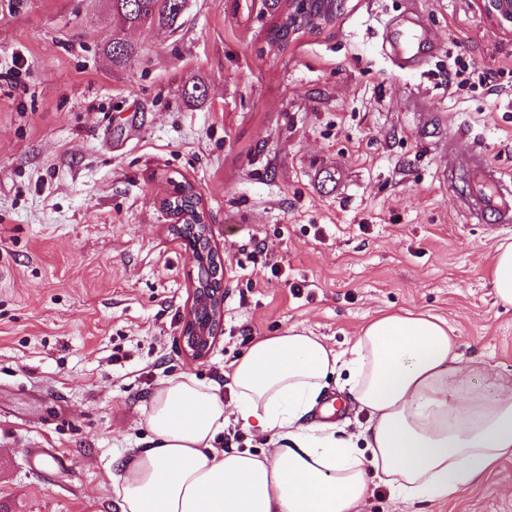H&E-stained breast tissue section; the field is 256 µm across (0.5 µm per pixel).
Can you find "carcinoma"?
Wrapping results in <instances>:
<instances>
[{"mask_svg": "<svg viewBox=\"0 0 512 512\" xmlns=\"http://www.w3.org/2000/svg\"><path fill=\"white\" fill-rule=\"evenodd\" d=\"M271 13H282L279 23L273 25L267 34L270 46L283 51L288 47L290 25L288 12L281 11L282 0H267ZM185 0H112V18L117 22V30L112 34L108 54L112 65L121 66L135 53V47L122 36L127 28L146 23H156L166 28H174L182 17ZM341 0H298L294 12L306 17H320L333 21L341 10ZM173 191L165 199L166 207L176 214H187L196 220V208L200 205L199 196L194 193L192 184L186 180L172 182Z\"/></svg>", "mask_w": 512, "mask_h": 512, "instance_id": "carcinoma-1", "label": "carcinoma"}]
</instances>
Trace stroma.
Listing matches in <instances>:
<instances>
[{"mask_svg":"<svg viewBox=\"0 0 512 512\" xmlns=\"http://www.w3.org/2000/svg\"><path fill=\"white\" fill-rule=\"evenodd\" d=\"M415 20L403 63L383 42ZM265 0H186L177 29L106 53L111 0H0V505L118 512L115 459L146 447L155 388L220 383L258 336L301 324L343 349L380 312L448 321L460 365L512 380V309L488 272L512 238L463 208L482 148L512 179V31L480 0H345L269 49ZM491 78L448 83L455 57ZM204 99L184 95L189 81ZM201 194L224 258L223 332L179 344L197 266L169 178ZM363 512H512V461L438 503L374 487Z\"/></svg>","mask_w":512,"mask_h":512,"instance_id":"35a3bbf8","label":"stroma"}]
</instances>
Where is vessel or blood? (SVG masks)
I'll return each mask as SVG.
<instances>
[{
	"label": "vessel or blood",
	"mask_w": 512,
	"mask_h": 512,
	"mask_svg": "<svg viewBox=\"0 0 512 512\" xmlns=\"http://www.w3.org/2000/svg\"><path fill=\"white\" fill-rule=\"evenodd\" d=\"M465 201L475 218L490 215L498 224H512V182L479 152L474 155Z\"/></svg>",
	"instance_id": "obj_1"
}]
</instances>
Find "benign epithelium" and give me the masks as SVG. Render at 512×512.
<instances>
[{
  "mask_svg": "<svg viewBox=\"0 0 512 512\" xmlns=\"http://www.w3.org/2000/svg\"><path fill=\"white\" fill-rule=\"evenodd\" d=\"M489 18L503 24L512 23V0H483ZM198 222L183 223L175 217L173 231L184 241L194 257H199L197 241L213 243L212 227L208 224L204 205L196 210ZM216 264L214 282L207 286H194L192 300L183 320L180 343L182 350L192 360L206 359L221 332L224 317V272L219 252L212 251Z\"/></svg>",
  "mask_w": 512,
  "mask_h": 512,
  "instance_id": "obj_1",
  "label": "benign epithelium"
}]
</instances>
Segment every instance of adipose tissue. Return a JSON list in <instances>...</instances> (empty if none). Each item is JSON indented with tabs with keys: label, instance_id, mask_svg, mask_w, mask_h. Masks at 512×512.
Masks as SVG:
<instances>
[{
	"label": "adipose tissue",
	"instance_id": "ef3b65f1",
	"mask_svg": "<svg viewBox=\"0 0 512 512\" xmlns=\"http://www.w3.org/2000/svg\"><path fill=\"white\" fill-rule=\"evenodd\" d=\"M457 338L430 314L384 312L338 350L303 326L260 336L227 365L233 393L183 374L160 382L149 447L118 462L120 512H362L372 486L407 502H445L512 460V383L474 389L452 368ZM365 426L312 420L328 381ZM266 435L260 451L220 448L230 423Z\"/></svg>",
	"mask_w": 512,
	"mask_h": 512
}]
</instances>
